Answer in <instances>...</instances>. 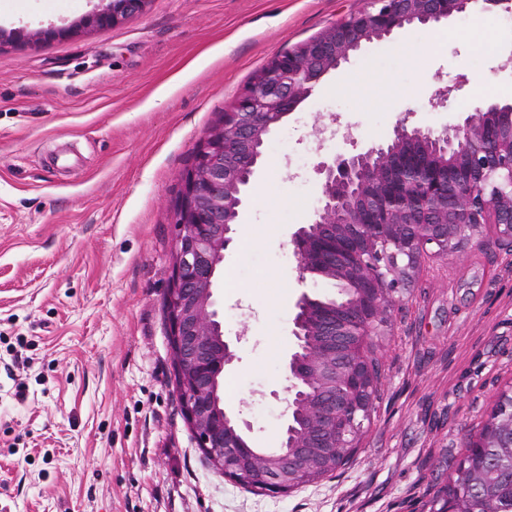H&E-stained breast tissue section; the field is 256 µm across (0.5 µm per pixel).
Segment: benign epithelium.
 Masks as SVG:
<instances>
[{"label":"benign epithelium","instance_id":"obj_1","mask_svg":"<svg viewBox=\"0 0 512 512\" xmlns=\"http://www.w3.org/2000/svg\"><path fill=\"white\" fill-rule=\"evenodd\" d=\"M146 4L110 0L82 27L117 25ZM499 4L368 0L365 9L272 57L195 146L173 210L166 336L183 417L202 453L224 477L286 494L304 485V475L323 467L340 449L357 447L379 385L372 341L390 329L395 303L411 287L421 261L445 262L467 246H482L490 233L512 245V146L501 145L491 121L495 113L512 117V103L472 97L461 108L462 120L439 131L411 125L413 111H407L389 142L316 165L320 205L312 221L292 233L293 253L301 279L340 280L350 288L353 302L340 312L316 309L319 300L306 292L295 302L293 348L284 366L288 398L281 451L250 445L252 424L218 397L219 377L236 359L216 309L219 272L273 130L364 44L405 26L432 25L471 8ZM416 142L432 149L425 168L411 165L403 151ZM460 163L475 179L456 192L457 220L445 212L433 224L397 221L420 201L392 190L394 178L416 177L429 198L439 188L433 174ZM484 425V436L465 438L463 447L495 448L512 462V398ZM482 490L483 477L474 473L458 496L443 490L437 512H472L469 497Z\"/></svg>","mask_w":512,"mask_h":512}]
</instances>
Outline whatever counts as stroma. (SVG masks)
<instances>
[{"label": "stroma", "instance_id": "1", "mask_svg": "<svg viewBox=\"0 0 512 512\" xmlns=\"http://www.w3.org/2000/svg\"><path fill=\"white\" fill-rule=\"evenodd\" d=\"M364 0H148L51 37L102 0H0V512H427L512 388V248L422 261L375 338L380 385L352 460L288 494L213 470L180 410L163 311L173 208L195 145L275 54ZM465 77L454 103L435 93ZM512 102V10L407 26L323 77L277 128L224 253L226 407L274 448L300 280L290 237L316 164L442 129L471 97ZM351 131L345 142L342 131ZM146 4L147 0H111L101 10L88 15L81 26L91 28L117 25L141 13Z\"/></svg>", "mask_w": 512, "mask_h": 512}]
</instances>
